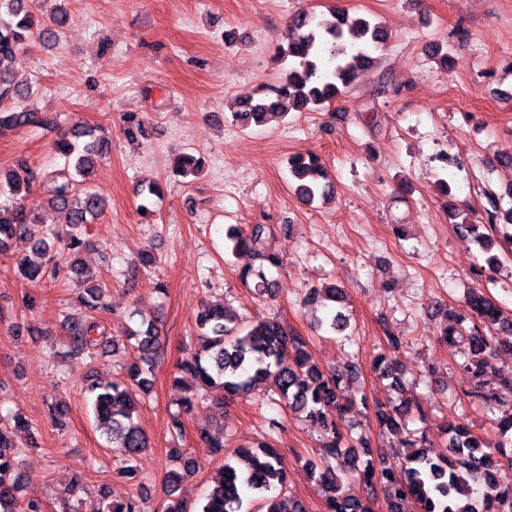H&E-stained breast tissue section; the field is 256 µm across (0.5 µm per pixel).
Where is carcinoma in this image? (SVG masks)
Returning <instances> with one entry per match:
<instances>
[{
	"instance_id": "cac0c4a2",
	"label": "carcinoma",
	"mask_w": 512,
	"mask_h": 512,
	"mask_svg": "<svg viewBox=\"0 0 512 512\" xmlns=\"http://www.w3.org/2000/svg\"><path fill=\"white\" fill-rule=\"evenodd\" d=\"M55 37L56 33L39 27L35 21L31 0H0V129L45 123L29 108L30 87L15 81L14 71L25 49ZM385 41L386 33L379 24L352 17L346 11L334 10L328 18L306 10L293 14L287 44L277 49L278 59L288 62L284 81L268 92L236 99L233 119L243 127L262 125L291 109L332 102L353 88L361 70L374 64L370 50ZM55 146L57 153L73 161L72 165L48 169L22 159L13 168L0 171V254L10 250L13 240L22 239L46 257L39 265L27 259L19 261L17 268L23 280L36 285L56 272L48 233L36 220L37 203L31 201L34 190L43 189L49 195L48 202L67 214L70 231L65 260L78 286L84 288L83 309L65 315L68 352L90 354L107 344L115 351L119 342L100 336L101 324L96 319V313L104 309L106 284L93 283L80 258V251L86 246L81 237L82 225L96 223L107 206L106 198L90 185V175L109 152V139L98 135L94 128L75 125L70 134L61 135ZM203 166V158L185 154L176 162V174L182 178L194 176ZM288 167L295 194L303 202L332 196L333 185L318 157L293 155ZM486 197L491 206L490 221L502 213L512 224V206L501 207L503 198L512 199V185L500 193L489 189ZM456 226L473 236L482 250L496 245L473 219L464 217ZM226 240L229 250L253 256L255 264L242 269L240 275L244 283H252L251 292L259 297L273 295L275 281L269 272L279 268L280 257L267 225L232 227ZM313 296L326 307L320 328L328 333L344 332L350 322L345 289L334 284L314 290ZM465 307L478 322L467 328L466 317L457 314L453 324L441 329L440 340L461 347V370L468 383L464 395L490 405L503 393L512 395V375L500 377L497 390L484 389V377L492 372L498 351L512 353V320L502 318L500 309L483 288L467 292ZM197 326L194 351L178 366L179 375L173 379L176 405L188 414L198 404V394L184 387L186 378L220 392L221 400H233L260 384L266 385L291 413L318 426L323 433L330 461L322 468L312 463L310 469L325 485L326 512H373L371 501L340 492L342 480L351 473L359 474L371 486L383 487L387 512H404L405 501L415 505L414 512H512V486H500L494 473L499 461L512 464V413L496 423V444H490L464 421L444 426L445 444L437 451V444L425 437L417 440L401 436L408 414L416 412L419 418L425 417L421 404L403 402L388 409L380 406L376 409L379 426L396 437L394 447L403 452L396 465L383 457L363 460L356 449L367 448V439L361 434L345 436L336 425V416L352 402L342 383L353 376V366L327 373L313 363L305 341L278 320L244 324L222 303L203 305ZM130 338L136 340L141 352L139 364L128 370L127 378L93 384L90 389L96 423L104 430L119 461L116 473L124 477L135 474L133 462L150 447L134 415L137 394L150 388L160 350L159 329L152 323L131 331ZM373 367L379 376L401 389L402 370L389 352H378ZM22 425L18 415L11 421L0 420V512H43L38 501L23 503L19 498L21 477L16 468L14 430ZM235 456L234 461L224 459L209 480L204 503L193 511L176 492L184 474L195 470L196 465L176 454L175 467L167 475L168 503L163 512H242L244 501L250 496L263 501V512H306L302 503L294 501L287 507L285 498L275 494L283 490L287 480L278 449L263 445L242 449ZM101 497L102 512H141L144 501L141 496L115 501L104 492Z\"/></svg>"
}]
</instances>
